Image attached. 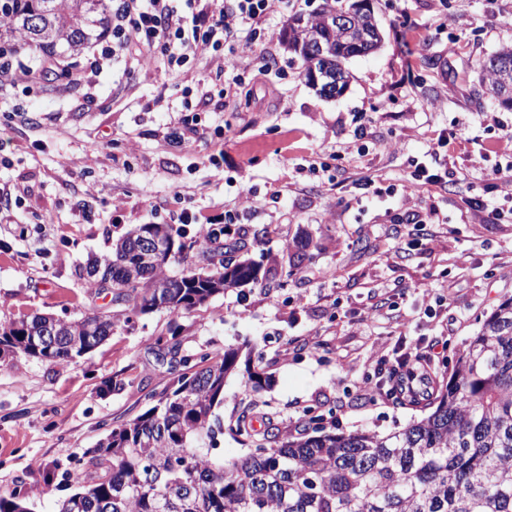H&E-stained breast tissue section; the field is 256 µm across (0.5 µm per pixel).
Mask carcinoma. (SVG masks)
<instances>
[{
    "instance_id": "carcinoma-1",
    "label": "carcinoma",
    "mask_w": 512,
    "mask_h": 512,
    "mask_svg": "<svg viewBox=\"0 0 512 512\" xmlns=\"http://www.w3.org/2000/svg\"><path fill=\"white\" fill-rule=\"evenodd\" d=\"M354 0H322L304 17L288 19L282 42L297 54L304 77L336 68L381 46L375 13ZM112 0H0V43L27 44L47 56H74L108 32ZM353 12L349 27L336 15ZM479 86L500 98L512 92V46L477 64ZM162 234L178 240L177 255L142 263L139 242ZM224 227L191 236L181 226L141 224L95 259L88 280L134 315L165 310L179 318L229 288L266 280L263 260L242 239L221 241ZM241 252L209 268L222 249ZM196 249L201 263L178 276L168 266ZM116 325L110 313L60 318L55 335L39 336L37 319L0 323V361L24 355L68 363L101 345ZM240 350L183 357L170 388L129 422L104 431L86 452L79 486L58 512H512V298L483 321L459 355L427 417L384 436L327 432L257 442L252 420H237V436L255 444L243 458L217 452L224 420V383ZM0 512H30L28 495L0 493Z\"/></svg>"
}]
</instances>
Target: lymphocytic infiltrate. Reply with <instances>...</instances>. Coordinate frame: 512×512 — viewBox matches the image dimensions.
<instances>
[{"label": "lymphocytic infiltrate", "instance_id": "f902f5d3", "mask_svg": "<svg viewBox=\"0 0 512 512\" xmlns=\"http://www.w3.org/2000/svg\"><path fill=\"white\" fill-rule=\"evenodd\" d=\"M285 0H116L112 7V53L131 42L160 49L168 66L208 58L217 72L240 69L244 59L263 58L271 34L268 15ZM239 42L234 58L224 44Z\"/></svg>", "mask_w": 512, "mask_h": 512}]
</instances>
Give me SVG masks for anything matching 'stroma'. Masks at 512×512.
<instances>
[{"instance_id":"stroma-1","label":"stroma","mask_w":512,"mask_h":512,"mask_svg":"<svg viewBox=\"0 0 512 512\" xmlns=\"http://www.w3.org/2000/svg\"><path fill=\"white\" fill-rule=\"evenodd\" d=\"M384 33L349 60L347 91L324 99L280 40L271 66L216 78L203 59L179 71L101 53L49 60L17 50L30 77L0 84V321L36 313L117 318L93 352L59 364L0 363V493L27 492L57 512L76 489L102 423L143 412L178 374L179 356L250 344L263 389L245 369L227 379L225 424L244 414L300 437L310 424L379 435L429 415L406 399L376 401L381 359L397 343L444 342L426 375L446 384L467 339L512 297V221L478 224L471 199L503 205L494 168L512 161V110L473 83L478 61L512 45V0H373ZM72 80L46 82L48 63ZM448 182L403 200L434 132ZM249 205H242V197ZM414 210L429 224L398 223ZM230 223L252 253L277 258L310 234L312 260L263 284L231 288L190 314L123 320L111 292L82 270L142 224ZM451 296L447 310L438 300Z\"/></svg>"}]
</instances>
